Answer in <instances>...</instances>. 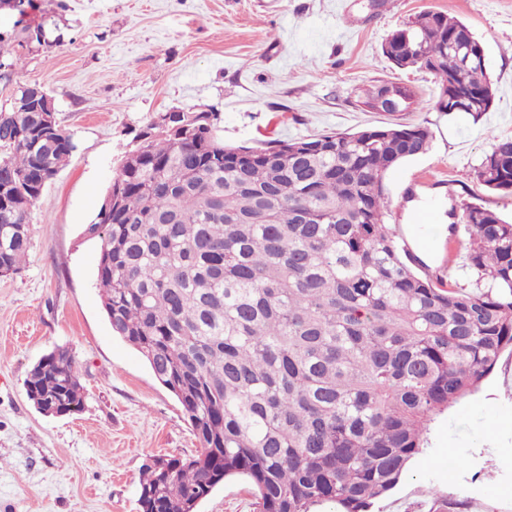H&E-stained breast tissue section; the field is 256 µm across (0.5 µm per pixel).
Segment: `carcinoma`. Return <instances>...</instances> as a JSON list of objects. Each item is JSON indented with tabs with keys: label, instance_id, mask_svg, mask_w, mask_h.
Here are the masks:
<instances>
[{
	"label": "carcinoma",
	"instance_id": "1",
	"mask_svg": "<svg viewBox=\"0 0 512 512\" xmlns=\"http://www.w3.org/2000/svg\"><path fill=\"white\" fill-rule=\"evenodd\" d=\"M394 68L440 85L439 112L478 121L493 83L463 22L423 11L382 45ZM217 114L186 112L135 136L85 233L100 243L97 286L112 332L134 347L182 406L192 456L144 464L142 512H197L244 477L259 512H372L427 440L434 419L512 350V222L463 209L465 281L423 272L386 223L385 181L427 153L428 127L396 124L256 150L224 144ZM39 113L0 112V269L21 270L45 178L77 149ZM512 194V139L474 170ZM25 385L83 407L69 351Z\"/></svg>",
	"mask_w": 512,
	"mask_h": 512
}]
</instances>
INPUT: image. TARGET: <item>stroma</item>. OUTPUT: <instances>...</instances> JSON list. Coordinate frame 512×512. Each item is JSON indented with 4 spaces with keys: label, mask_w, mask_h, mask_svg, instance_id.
Returning <instances> with one entry per match:
<instances>
[{
    "label": "stroma",
    "mask_w": 512,
    "mask_h": 512,
    "mask_svg": "<svg viewBox=\"0 0 512 512\" xmlns=\"http://www.w3.org/2000/svg\"><path fill=\"white\" fill-rule=\"evenodd\" d=\"M34 0L0 10V51L18 58L0 79L38 85L55 102L77 149L30 215L22 270L0 277V512H140L141 469L154 455L200 448L176 398L144 358L113 335L96 285L99 244L84 233L133 137L169 110L220 114L225 143L262 147L291 138L422 124L430 150L385 183L388 224L402 229L423 200L442 209L476 203L512 217V195L480 185L474 170L512 138V0ZM466 23L483 42L496 95L479 121L436 111L431 73L398 71L387 36L421 11ZM44 42L17 44L24 27ZM399 82L420 100L410 112H373L360 91ZM68 349L84 387L83 411L48 417L28 400L34 364ZM374 512H512V354L478 390L431 425ZM197 512H258L249 482L230 478Z\"/></svg>",
    "instance_id": "35a3bbf8"
}]
</instances>
